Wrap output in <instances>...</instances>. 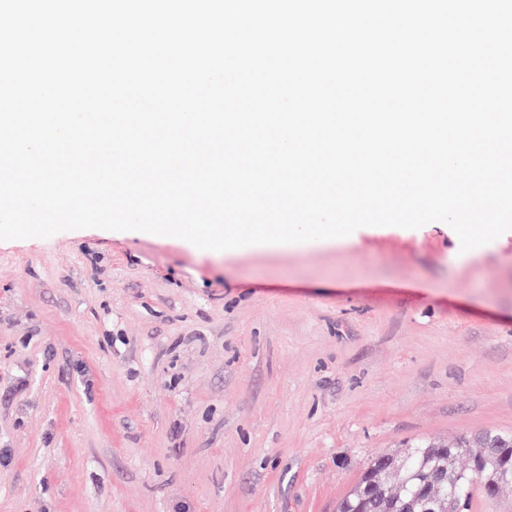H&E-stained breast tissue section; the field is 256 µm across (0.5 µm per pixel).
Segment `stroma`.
I'll use <instances>...</instances> for the list:
<instances>
[{
  "mask_svg": "<svg viewBox=\"0 0 512 512\" xmlns=\"http://www.w3.org/2000/svg\"><path fill=\"white\" fill-rule=\"evenodd\" d=\"M485 429L512 432V230L0 241V512H336L373 457Z\"/></svg>",
  "mask_w": 512,
  "mask_h": 512,
  "instance_id": "stroma-1",
  "label": "stroma"
}]
</instances>
